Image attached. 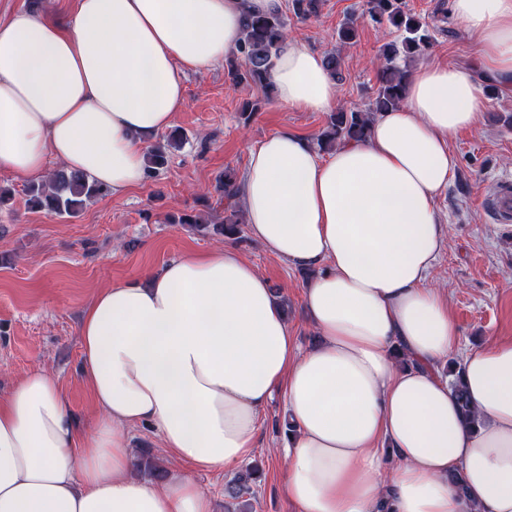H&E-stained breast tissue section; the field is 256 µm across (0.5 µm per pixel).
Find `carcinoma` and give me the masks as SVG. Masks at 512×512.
I'll return each mask as SVG.
<instances>
[{"instance_id":"carcinoma-1","label":"carcinoma","mask_w":512,"mask_h":512,"mask_svg":"<svg viewBox=\"0 0 512 512\" xmlns=\"http://www.w3.org/2000/svg\"><path fill=\"white\" fill-rule=\"evenodd\" d=\"M367 15L376 22H387L401 32L400 44H389L379 58L380 81L374 97L363 110H341L330 118L320 137V146L325 150L334 148L346 140H360L367 135L372 119L381 112L396 108L403 101V83L409 61L426 52L430 41L422 22L406 12L401 0H366ZM287 18L281 10L269 13H249L243 21V37L226 63L227 76L235 85H255L269 92L273 90L271 72L279 53L282 39L287 35ZM184 136L172 133L166 143H157L145 153L148 171L163 168L167 163V150L179 149ZM224 199L236 202L239 195V178L235 170L224 169L220 181ZM106 192V188L88 179L85 175L63 169L53 172L47 181L27 187L29 203L46 211L49 215L74 217L85 200ZM241 214L232 212L214 229L228 238L241 233ZM256 470L247 469L224 485L225 509L227 512H253L250 502L252 486L256 484Z\"/></svg>"}]
</instances>
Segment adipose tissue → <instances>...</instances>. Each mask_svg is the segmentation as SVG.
Segmentation results:
<instances>
[{
    "mask_svg": "<svg viewBox=\"0 0 512 512\" xmlns=\"http://www.w3.org/2000/svg\"><path fill=\"white\" fill-rule=\"evenodd\" d=\"M279 2L74 0L62 19H1L0 168L39 182L57 160L116 195L140 186L144 146L185 105V74L222 63L244 14ZM453 11L479 71L415 65L402 103L328 155L287 130L250 153L248 234L314 269L303 308L315 345L298 350L267 279L231 246L99 289L80 322L93 429L50 372L20 376L0 399V512H218L196 472L236 471L277 396L296 512H512V340L463 356L468 423L437 371L458 329L432 284L449 144L477 128L484 83L512 87V0ZM272 80L290 107L336 104L323 56L296 36ZM143 426L191 471L139 476L129 432Z\"/></svg>",
    "mask_w": 512,
    "mask_h": 512,
    "instance_id": "obj_1",
    "label": "adipose tissue"
}]
</instances>
